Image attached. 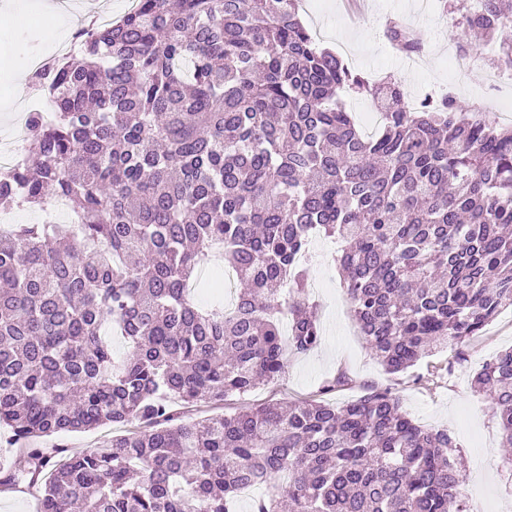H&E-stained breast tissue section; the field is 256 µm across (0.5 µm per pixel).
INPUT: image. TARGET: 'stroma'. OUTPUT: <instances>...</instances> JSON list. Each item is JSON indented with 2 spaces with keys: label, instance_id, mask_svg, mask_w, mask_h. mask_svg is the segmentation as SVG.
<instances>
[{
  "label": "stroma",
  "instance_id": "35a3bbf8",
  "mask_svg": "<svg viewBox=\"0 0 512 512\" xmlns=\"http://www.w3.org/2000/svg\"><path fill=\"white\" fill-rule=\"evenodd\" d=\"M303 21L320 34L326 47L339 53L357 72L401 81L411 99L453 83L456 96L479 110H487L491 94L484 78L494 48L480 45L465 72L455 71L448 58L454 48L458 15L455 0H431L430 10H419L416 0H368L356 13L342 0H304ZM409 23L421 34L419 64L409 66L385 36L389 23ZM52 20L37 11L17 14L0 27V45L19 44L13 65L25 68L29 52L42 59L57 57L59 43L44 40ZM303 263L307 296L315 303L323 330L320 345L306 353H289L284 373L259 386L246 399L230 397L224 408L233 412L243 403L289 405L319 397L322 386L338 374L347 384L327 399L336 405L363 395L368 387L394 386L403 409L417 423L444 428L455 438V456L464 474L462 493L469 512H512V465L500 447L501 432L494 406L476 393L472 378L484 361L512 348V307L503 309L484 329L459 350L447 349L422 359L407 372L392 376L368 349L350 311L343 290V271L334 255L339 247L322 235H313Z\"/></svg>",
  "mask_w": 512,
  "mask_h": 512
}]
</instances>
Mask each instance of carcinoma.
Masks as SVG:
<instances>
[{
	"mask_svg": "<svg viewBox=\"0 0 512 512\" xmlns=\"http://www.w3.org/2000/svg\"><path fill=\"white\" fill-rule=\"evenodd\" d=\"M82 33L38 83L28 152L0 175V208L70 205L69 224L0 230V427L28 467L0 490L42 485L39 512H467L446 429L414 422L390 388L342 406L258 404L186 419L174 402L222 404L270 383L287 351L322 336L298 261L310 234L344 243L345 291L386 372L453 348L512 306V129L454 96L411 107L322 46L298 0H136ZM512 70V0L459 18ZM387 38L414 54L399 23ZM386 94L378 132L340 95ZM221 246L234 307L202 308L189 284ZM288 306V337L277 314ZM111 328L130 345L115 363ZM512 450V349L485 361ZM135 425L62 454L45 439Z\"/></svg>",
	"mask_w": 512,
	"mask_h": 512,
	"instance_id": "carcinoma-1",
	"label": "carcinoma"
}]
</instances>
